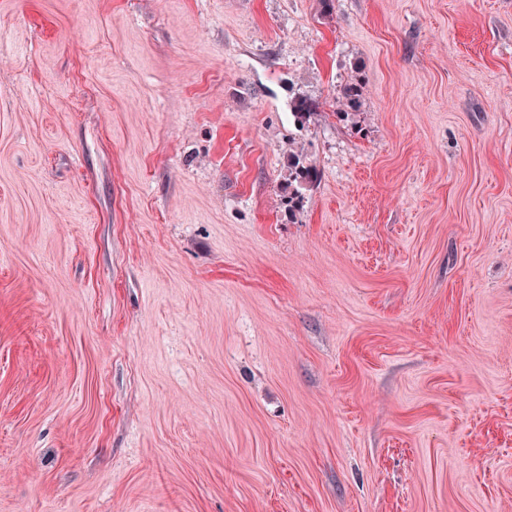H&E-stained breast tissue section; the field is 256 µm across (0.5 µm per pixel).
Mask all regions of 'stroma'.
I'll use <instances>...</instances> for the list:
<instances>
[{
	"label": "stroma",
	"instance_id": "stroma-1",
	"mask_svg": "<svg viewBox=\"0 0 512 512\" xmlns=\"http://www.w3.org/2000/svg\"><path fill=\"white\" fill-rule=\"evenodd\" d=\"M0 512H512V0H0Z\"/></svg>",
	"mask_w": 512,
	"mask_h": 512
}]
</instances>
